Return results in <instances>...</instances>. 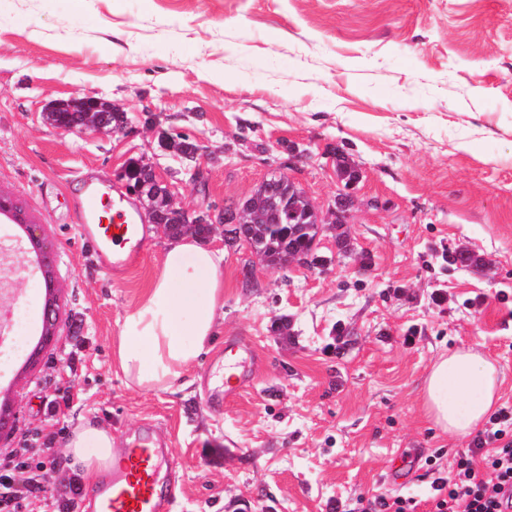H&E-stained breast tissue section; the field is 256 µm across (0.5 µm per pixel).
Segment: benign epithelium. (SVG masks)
Instances as JSON below:
<instances>
[{
	"mask_svg": "<svg viewBox=\"0 0 512 512\" xmlns=\"http://www.w3.org/2000/svg\"><path fill=\"white\" fill-rule=\"evenodd\" d=\"M115 111L117 108L108 101L84 97L54 101L48 105L46 115L57 118L62 113L80 112L84 117V127L103 129L105 125L99 120L100 113ZM119 178L125 181L129 191L139 199L148 201L149 218L153 224L159 223L157 215L163 210L169 211V216L179 224L211 223L210 216L207 214L194 217L186 211L172 195L169 185L159 179L152 168L141 159L127 164L120 172ZM359 179V172L355 169L351 170V177L345 191L336 196L334 207L331 209V223H345L353 206L350 189ZM272 192L273 186L264 181L261 182L245 200L224 205L223 222L226 224H256L262 220L266 222L283 218L288 221L293 220L296 216L295 207L284 202L276 206L272 205L274 201V198L271 197ZM10 200L11 196L0 192V215L5 214L13 218V223L23 230L29 251L35 254L44 279L42 336L28 357V364L33 365L39 359L43 348L58 335L62 315L60 287L55 278V253L52 245L45 239L41 225L30 222L25 213L12 210ZM16 419L17 416L12 406L0 408V438L12 433Z\"/></svg>",
	"mask_w": 512,
	"mask_h": 512,
	"instance_id": "benign-epithelium-1",
	"label": "benign epithelium"
}]
</instances>
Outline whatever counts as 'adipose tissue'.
<instances>
[{
    "label": "adipose tissue",
    "instance_id": "ef3b65f1",
    "mask_svg": "<svg viewBox=\"0 0 512 512\" xmlns=\"http://www.w3.org/2000/svg\"><path fill=\"white\" fill-rule=\"evenodd\" d=\"M224 252L192 234L165 249L160 269L140 302L124 316L116 358L135 386L166 390L212 348L224 307ZM498 377L474 346L440 356L424 381L426 414L442 431L465 436L491 413ZM109 429L85 420L66 444L72 469L91 482L112 469Z\"/></svg>",
    "mask_w": 512,
    "mask_h": 512
}]
</instances>
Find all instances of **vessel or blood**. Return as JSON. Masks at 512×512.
Returning a JSON list of instances; mask_svg holds the SVG:
<instances>
[{"instance_id": "b4317fda", "label": "vessel or blood", "mask_w": 512, "mask_h": 512, "mask_svg": "<svg viewBox=\"0 0 512 512\" xmlns=\"http://www.w3.org/2000/svg\"><path fill=\"white\" fill-rule=\"evenodd\" d=\"M80 237L92 245L106 267L126 268L137 259L141 229L132 212L111 205L107 186L84 179L77 214ZM232 360L224 366V395H236L254 374L246 349L226 342ZM112 475L99 489L96 512H172L173 497L164 494L157 478L159 464H171L168 449L160 447L151 432H144L135 445L114 451Z\"/></svg>"}]
</instances>
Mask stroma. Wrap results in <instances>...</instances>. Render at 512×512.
<instances>
[{
	"instance_id": "35a3bbf8",
	"label": "stroma",
	"mask_w": 512,
	"mask_h": 512,
	"mask_svg": "<svg viewBox=\"0 0 512 512\" xmlns=\"http://www.w3.org/2000/svg\"><path fill=\"white\" fill-rule=\"evenodd\" d=\"M119 106L123 132H68L48 102ZM194 141L185 159L161 133ZM360 172L321 264L279 267L223 225L224 317L213 350L169 390L129 387L115 349L169 241L119 171L149 162L194 212L222 210L274 172L328 212ZM91 176L147 224L138 265L102 268L77 231ZM0 191L43 227L64 305L35 367L0 372L17 426L0 460L40 476L21 512L68 505L67 433L85 417L118 447L145 429L171 449L174 512H336L386 494L430 512L431 483L469 438L427 418L421 385L443 353L480 345L512 407V0H0ZM347 249H339L338 238ZM476 263L455 262L458 250ZM38 269L0 288L41 338ZM255 355V382L219 404L224 342Z\"/></svg>"
}]
</instances>
